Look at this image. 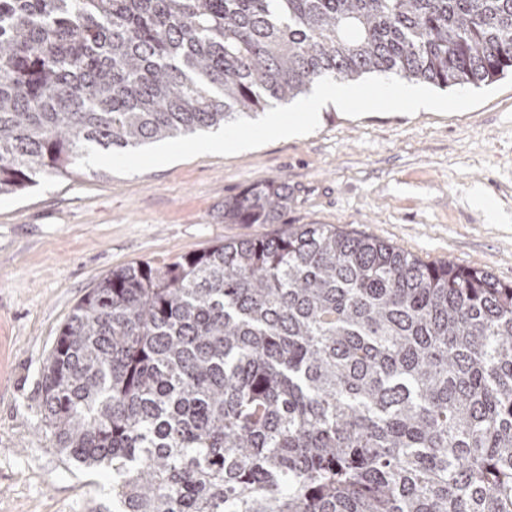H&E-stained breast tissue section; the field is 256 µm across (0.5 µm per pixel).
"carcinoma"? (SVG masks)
Masks as SVG:
<instances>
[{
  "label": "carcinoma",
  "mask_w": 512,
  "mask_h": 512,
  "mask_svg": "<svg viewBox=\"0 0 512 512\" xmlns=\"http://www.w3.org/2000/svg\"><path fill=\"white\" fill-rule=\"evenodd\" d=\"M512 77V0H0V196L323 77ZM288 183L224 199L277 224ZM39 429L112 512H512V285L290 224L88 290Z\"/></svg>",
  "instance_id": "obj_1"
}]
</instances>
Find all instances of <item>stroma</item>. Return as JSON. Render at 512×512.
<instances>
[{"label": "stroma", "mask_w": 512, "mask_h": 512, "mask_svg": "<svg viewBox=\"0 0 512 512\" xmlns=\"http://www.w3.org/2000/svg\"><path fill=\"white\" fill-rule=\"evenodd\" d=\"M272 178L288 183L279 223H225V198ZM291 224H334L512 284V88L450 115L353 118L331 105L305 136L130 176L43 174L1 197L0 512L112 503L111 473L60 455L36 416L52 342L100 278Z\"/></svg>", "instance_id": "35a3bbf8"}]
</instances>
